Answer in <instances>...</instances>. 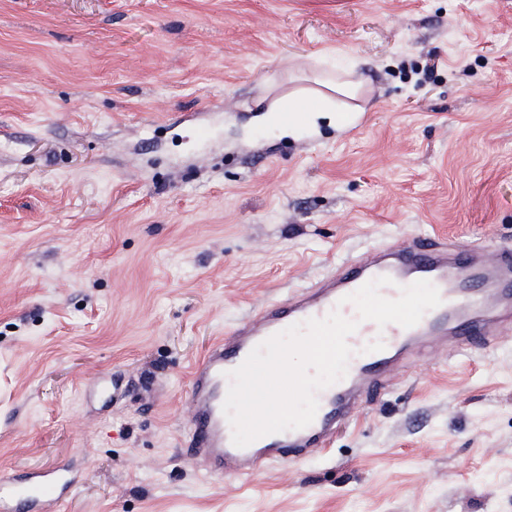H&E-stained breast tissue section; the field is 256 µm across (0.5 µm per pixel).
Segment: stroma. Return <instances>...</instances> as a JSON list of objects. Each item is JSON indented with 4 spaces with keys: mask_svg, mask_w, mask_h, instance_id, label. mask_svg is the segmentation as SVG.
Segmentation results:
<instances>
[{
    "mask_svg": "<svg viewBox=\"0 0 512 512\" xmlns=\"http://www.w3.org/2000/svg\"><path fill=\"white\" fill-rule=\"evenodd\" d=\"M352 71L355 114L259 127ZM512 248V0H0V475L56 512H512V323L415 349L330 448L184 452L226 328L380 245ZM69 483L57 470L34 472L19 487L1 478L0 511L13 512L19 498L38 505L42 511H55L61 492Z\"/></svg>",
    "mask_w": 512,
    "mask_h": 512,
    "instance_id": "35a3bbf8",
    "label": "stroma"
}]
</instances>
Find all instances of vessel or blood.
Returning a JSON list of instances; mask_svg holds the SVG:
<instances>
[{
	"mask_svg": "<svg viewBox=\"0 0 512 512\" xmlns=\"http://www.w3.org/2000/svg\"><path fill=\"white\" fill-rule=\"evenodd\" d=\"M379 277L388 278L383 297H399L401 287L420 280L438 289L441 304L427 311L413 327L378 326L359 321L347 342L353 351L345 377L317 394L319 407L311 424L263 436L245 447L232 442V428L223 403L228 374L251 350L288 326L331 312L356 319L347 295ZM512 319V251L493 254L451 241L413 239L366 253L325 281L300 294L273 302L230 328L194 365L188 392L187 456L217 474L248 475L275 462H292L314 448L329 447L339 424L353 406L381 386L416 346L448 341L490 340L497 324ZM68 482L54 470L30 474L21 486L0 482V512H14L17 499L53 512Z\"/></svg>",
	"mask_w": 512,
	"mask_h": 512,
	"instance_id": "1",
	"label": "vessel or blood"
}]
</instances>
